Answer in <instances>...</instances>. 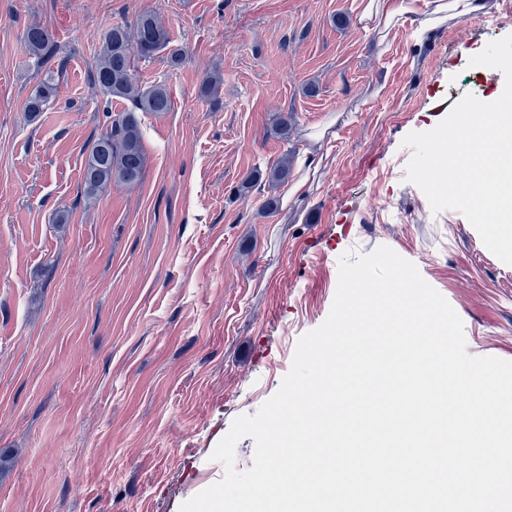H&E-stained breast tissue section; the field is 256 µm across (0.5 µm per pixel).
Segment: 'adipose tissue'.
Returning a JSON list of instances; mask_svg holds the SVG:
<instances>
[{
    "mask_svg": "<svg viewBox=\"0 0 512 512\" xmlns=\"http://www.w3.org/2000/svg\"><path fill=\"white\" fill-rule=\"evenodd\" d=\"M360 18L372 37L378 53H385L390 33L409 18H416V32L424 37L442 26L449 16H468L478 12L481 0H430L423 15H416L415 0H360Z\"/></svg>",
    "mask_w": 512,
    "mask_h": 512,
    "instance_id": "adipose-tissue-1",
    "label": "adipose tissue"
}]
</instances>
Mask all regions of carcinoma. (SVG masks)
I'll use <instances>...</instances> for the list:
<instances>
[{
	"label": "carcinoma",
	"mask_w": 512,
	"mask_h": 512,
	"mask_svg": "<svg viewBox=\"0 0 512 512\" xmlns=\"http://www.w3.org/2000/svg\"><path fill=\"white\" fill-rule=\"evenodd\" d=\"M33 64L44 77L25 103V111L34 115L55 101L57 84L52 63L56 51L51 32L41 26H30L23 34ZM167 50L170 63L181 61L180 50L172 48V40L162 19L155 13L139 14L130 24L117 25L103 36L89 72L90 81L110 99L124 101L127 106L115 114L107 113L106 130L87 145L82 172L83 196L91 202L110 184L134 185L146 167L140 113L167 112L171 98L162 85L143 87L136 78L137 63ZM288 155L268 172V187L277 188L290 176Z\"/></svg>",
	"instance_id": "carcinoma-1"
}]
</instances>
